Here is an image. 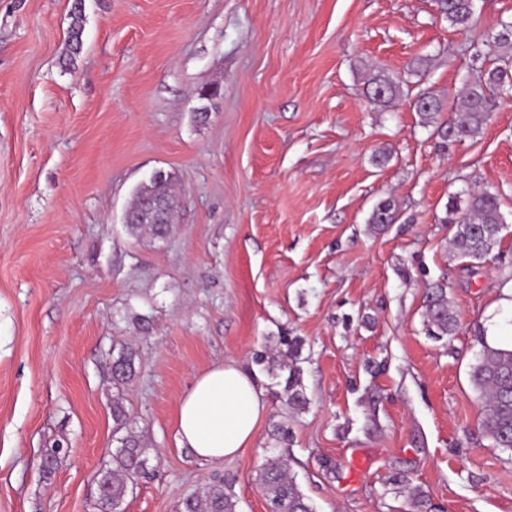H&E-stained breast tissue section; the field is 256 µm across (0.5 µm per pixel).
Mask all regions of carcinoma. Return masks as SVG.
I'll use <instances>...</instances> for the list:
<instances>
[{
	"label": "carcinoma",
	"instance_id": "carcinoma-1",
	"mask_svg": "<svg viewBox=\"0 0 512 512\" xmlns=\"http://www.w3.org/2000/svg\"><path fill=\"white\" fill-rule=\"evenodd\" d=\"M441 16L465 38L468 51L475 61H481L478 75L465 87L453 110V115L442 118L444 105L431 92L422 90L415 105L424 124L434 127V133L449 141L476 137L493 116L498 99L512 91V16L498 20L499 30L480 39L474 38L479 28L480 15L474 0H437ZM400 84L386 77L373 79L369 102L386 106L397 96ZM134 216L131 232L148 229L158 238L169 230L174 208L171 182L151 180L134 194ZM396 203L391 197L380 200L372 209L368 222L384 226L397 218ZM443 223L454 229L451 238L453 251L474 264L483 263L501 241L504 217L497 195L486 188L467 189L449 197ZM425 316L428 333L437 338L455 334L458 322L449 300L447 288L437 284L426 294ZM278 350L280 367L288 366V359L296 357L299 342L283 336ZM136 352L123 347L112 357V381L119 386L135 375ZM470 382L481 402L483 417L479 429L496 448L512 451V348L482 344L476 362L470 368ZM284 391L288 405L296 412L307 404L300 373L289 369ZM115 422L113 437L117 448L112 453V465L99 471V504L102 509H117L138 481L150 475L145 450L127 416L120 399L112 401ZM259 483L267 502V512H314L295 479L288 475L287 463L273 456L259 471ZM178 512H235L231 486L218 478L203 495L191 494L178 505Z\"/></svg>",
	"mask_w": 512,
	"mask_h": 512
}]
</instances>
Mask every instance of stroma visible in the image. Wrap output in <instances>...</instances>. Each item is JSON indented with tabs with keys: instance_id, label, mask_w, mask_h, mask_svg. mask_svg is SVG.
<instances>
[{
	"instance_id": "35a3bbf8",
	"label": "stroma",
	"mask_w": 512,
	"mask_h": 512,
	"mask_svg": "<svg viewBox=\"0 0 512 512\" xmlns=\"http://www.w3.org/2000/svg\"><path fill=\"white\" fill-rule=\"evenodd\" d=\"M463 43L434 0H0V512H100L116 397L153 473L123 512H176L217 476L236 512H267L273 455L315 512H512V453L480 433L469 379L482 344L512 345V99L445 144L413 105L427 89L455 107L478 69ZM380 71L401 81L383 107ZM158 169L169 232L131 233ZM474 185L507 223L478 267L442 221ZM389 196L398 219L373 228ZM442 278L459 328L438 341L423 299ZM283 335L300 343L295 415L252 359ZM124 346L136 374L118 390ZM227 359L255 369L268 411L213 463L180 447L176 410ZM371 93L368 95L371 104L386 106L397 96L400 84L386 77L374 78ZM136 352L132 347H122L117 356L112 354V381L114 385L127 384L135 375Z\"/></svg>"
}]
</instances>
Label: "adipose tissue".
<instances>
[{"label": "adipose tissue", "instance_id": "1", "mask_svg": "<svg viewBox=\"0 0 512 512\" xmlns=\"http://www.w3.org/2000/svg\"><path fill=\"white\" fill-rule=\"evenodd\" d=\"M268 402L259 376L229 359L196 377L176 414L179 442L203 460L220 462L253 440Z\"/></svg>", "mask_w": 512, "mask_h": 512}]
</instances>
